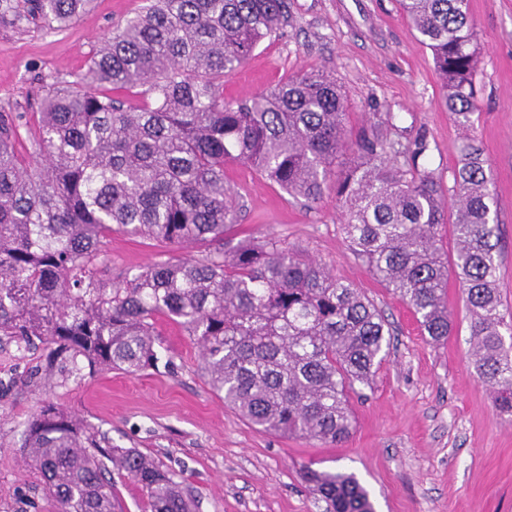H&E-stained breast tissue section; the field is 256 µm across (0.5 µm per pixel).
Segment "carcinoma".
Instances as JSON below:
<instances>
[{"mask_svg": "<svg viewBox=\"0 0 512 512\" xmlns=\"http://www.w3.org/2000/svg\"><path fill=\"white\" fill-rule=\"evenodd\" d=\"M89 0H22L15 20L60 30ZM433 53L442 107L468 130L476 111V35L468 0H399ZM288 22L287 0H144L93 49L87 72L50 86L31 127L0 112V342L39 355L44 388L158 363L159 322L200 349V371L224 405L268 433L336 445L353 429L350 394L389 349V324L361 289L276 238L224 239L241 208L224 167L240 164L292 198L332 188L349 249L413 310L438 344L455 329L449 276L470 315L472 362L499 413L512 416V352L498 287L497 205L489 163L465 138L446 189L427 145L378 129L353 141L336 82L292 75L250 98L224 100L231 76ZM142 87L135 106L97 87ZM355 161L332 182L336 163ZM452 224L453 258L441 244ZM197 248L112 277V234ZM55 512H123L107 463L146 496L150 512H193L175 475L48 403L24 422L21 444ZM324 512H374L348 474L307 469Z\"/></svg>", "mask_w": 512, "mask_h": 512, "instance_id": "cac0c4a2", "label": "carcinoma"}]
</instances>
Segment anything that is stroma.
Listing matches in <instances>:
<instances>
[{
    "mask_svg": "<svg viewBox=\"0 0 512 512\" xmlns=\"http://www.w3.org/2000/svg\"><path fill=\"white\" fill-rule=\"evenodd\" d=\"M142 5L92 0L60 31L1 15L0 111L36 112L46 86L76 80L92 48ZM468 5L480 57L479 118L471 130L442 109L432 54L397 0H288V24L225 79L224 97L248 98L289 75L325 72L345 96L351 137L393 125L403 140L423 139L431 168L448 187L459 144L474 137L491 164L499 289L512 311V0ZM226 175L242 207L227 247L277 238L361 288L392 325L372 384L350 397L348 440L333 447L251 426L210 389L198 348L172 325L162 328L158 369L96 374L52 392L21 385L36 361L11 343L0 347V512H53L41 474L19 449L22 422L45 399L107 432L114 446L139 449L174 473L196 496V512H323L301 483L306 467L355 474L375 512H512V420L495 410L491 389L475 375L458 286L447 290L458 329L433 345L407 303L349 250L335 192L308 202L244 165ZM109 249L116 274L167 251L123 233L113 234Z\"/></svg>",
    "mask_w": 512,
    "mask_h": 512,
    "instance_id": "1",
    "label": "stroma"
}]
</instances>
